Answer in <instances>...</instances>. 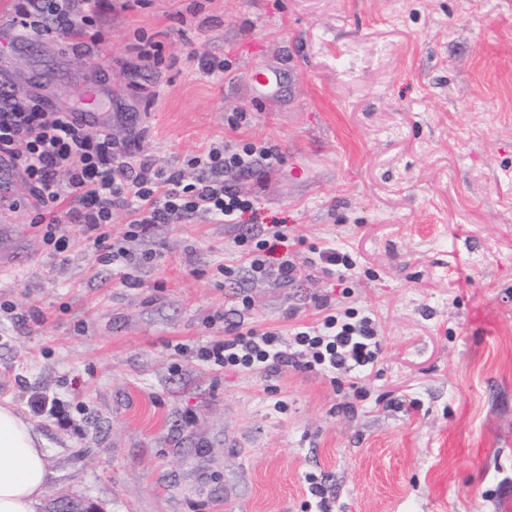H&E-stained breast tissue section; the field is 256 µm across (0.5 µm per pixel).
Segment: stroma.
Returning <instances> with one entry per match:
<instances>
[{
    "label": "stroma",
    "mask_w": 512,
    "mask_h": 512,
    "mask_svg": "<svg viewBox=\"0 0 512 512\" xmlns=\"http://www.w3.org/2000/svg\"><path fill=\"white\" fill-rule=\"evenodd\" d=\"M192 1L102 0L99 60L0 26V98L71 107L96 89L94 127L167 168L219 140L281 155L236 182L257 220L158 225L134 288L80 243L46 249L13 174L0 403L48 453L37 512L59 495L100 512H311V473L332 512H512V0H196L190 16ZM137 29L163 42L161 70L131 71ZM212 58L223 76L200 70ZM258 65L285 66L275 94L252 90ZM276 224L302 271L287 284L252 278L234 247ZM328 247L351 269L323 270ZM329 307L376 320L367 378L196 356L226 323L286 335ZM35 395L67 424L34 414Z\"/></svg>",
    "instance_id": "stroma-1"
}]
</instances>
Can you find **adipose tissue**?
<instances>
[{
    "mask_svg": "<svg viewBox=\"0 0 512 512\" xmlns=\"http://www.w3.org/2000/svg\"><path fill=\"white\" fill-rule=\"evenodd\" d=\"M50 478L40 436L13 408L0 405V512H35Z\"/></svg>",
    "mask_w": 512,
    "mask_h": 512,
    "instance_id": "1",
    "label": "adipose tissue"
}]
</instances>
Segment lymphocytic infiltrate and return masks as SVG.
<instances>
[{"label":"lymphocytic infiltrate","instance_id":"1","mask_svg":"<svg viewBox=\"0 0 512 512\" xmlns=\"http://www.w3.org/2000/svg\"><path fill=\"white\" fill-rule=\"evenodd\" d=\"M99 6L100 0H14L7 26L17 35L83 38L84 54L95 57L104 42L94 29ZM132 146L114 138L111 127L89 130L75 113L47 106L37 95L13 96L0 104V154L27 184L31 222L39 227L43 244L63 252L69 227H76L85 246L102 252L126 285L136 284L138 266L155 260V252L139 253L133 245L156 225L182 224L200 214L240 223L255 213L256 199L238 190L237 177L263 175L280 163L275 147L264 142L232 146L214 141L186 157L179 169L134 155ZM117 209L126 210L130 219L123 236L113 241L106 228ZM287 239L285 228L276 225L235 245L253 277L273 274L288 283L298 277V268L284 256L269 261ZM199 354L215 369L278 373L292 367L348 374L371 370L381 345L372 318L348 310L329 313L288 337L271 328L230 323L223 339L200 347Z\"/></svg>","mask_w":512,"mask_h":512}]
</instances>
